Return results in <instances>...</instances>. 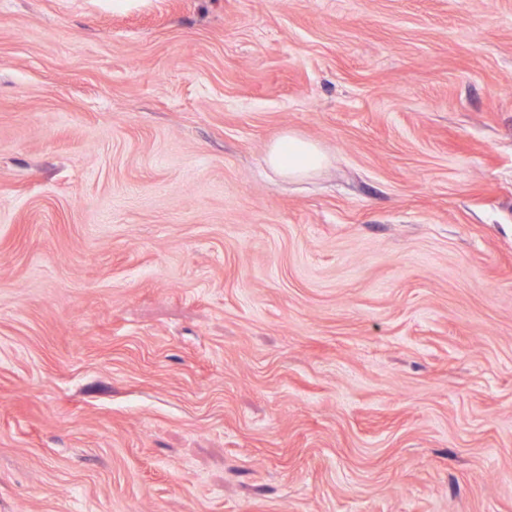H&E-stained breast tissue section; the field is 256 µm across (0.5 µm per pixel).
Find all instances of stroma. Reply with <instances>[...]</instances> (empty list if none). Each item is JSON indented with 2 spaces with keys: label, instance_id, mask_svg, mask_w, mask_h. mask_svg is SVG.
I'll list each match as a JSON object with an SVG mask.
<instances>
[{
  "label": "stroma",
  "instance_id": "35a3bbf8",
  "mask_svg": "<svg viewBox=\"0 0 512 512\" xmlns=\"http://www.w3.org/2000/svg\"><path fill=\"white\" fill-rule=\"evenodd\" d=\"M0 512H512V0H0ZM326 158L317 144L297 136L285 135L267 155L268 164L289 177H302L321 168Z\"/></svg>",
  "mask_w": 512,
  "mask_h": 512
}]
</instances>
